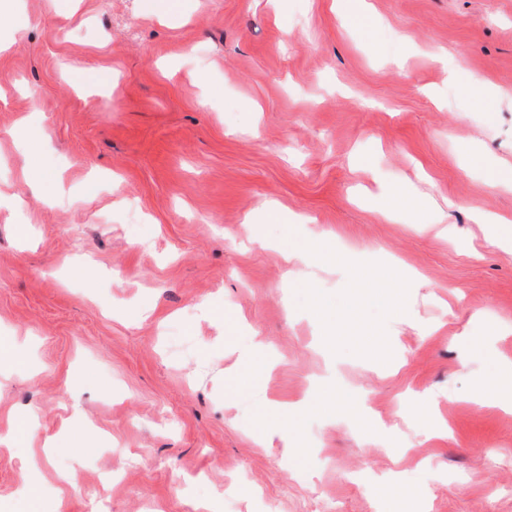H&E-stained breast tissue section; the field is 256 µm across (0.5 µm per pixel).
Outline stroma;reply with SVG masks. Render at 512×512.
I'll list each match as a JSON object with an SVG mask.
<instances>
[{"instance_id":"obj_1","label":"stroma","mask_w":512,"mask_h":512,"mask_svg":"<svg viewBox=\"0 0 512 512\" xmlns=\"http://www.w3.org/2000/svg\"><path fill=\"white\" fill-rule=\"evenodd\" d=\"M365 6L0 0V433L18 429L0 512H382L391 481L421 490L420 512H512V411L473 398L512 363V250L476 221L512 219V185L486 181L512 166V0ZM380 180L402 197L388 218L367 198ZM271 201L302 223L262 222ZM310 238L416 274L408 323L360 301L398 368L326 356L280 250ZM294 268L350 299L338 270ZM255 335L278 358L268 397L337 373L394 441L313 412L289 470L279 439L254 438L253 394L227 386ZM424 389L444 434L399 409ZM25 471L36 496L17 492Z\"/></svg>"}]
</instances>
